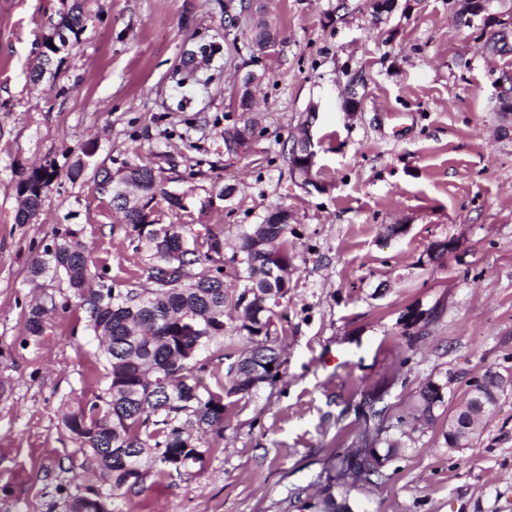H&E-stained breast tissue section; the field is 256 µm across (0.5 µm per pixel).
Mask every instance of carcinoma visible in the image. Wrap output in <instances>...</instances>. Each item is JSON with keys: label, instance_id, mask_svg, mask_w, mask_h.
<instances>
[{"label": "carcinoma", "instance_id": "cac0c4a2", "mask_svg": "<svg viewBox=\"0 0 512 512\" xmlns=\"http://www.w3.org/2000/svg\"><path fill=\"white\" fill-rule=\"evenodd\" d=\"M87 22L83 0H72L52 35L44 38L41 56L47 71L33 72V82L56 77V56L70 38L87 29ZM59 176L52 164L20 176L15 185L21 198L18 223H37L43 196ZM100 176L97 190L109 204L115 201L114 186L131 192V204L122 208L123 224L136 242L135 250L147 253L149 263L130 274L125 288L103 279L90 288L86 246L76 230L66 228L28 265L33 280L50 273L66 276L87 327L103 342L104 388L92 401L62 403L61 411L68 431L77 420H87L90 430L80 447L101 470L106 490L75 498L69 512H100L99 499L123 498L150 475L163 480L173 471L204 467L215 448L198 433L223 436L224 397L249 395L280 376L276 301L287 295L283 274L294 259L288 225L277 220L288 214L285 209L268 212L259 225L242 227L238 246L226 260L224 230L209 231L201 239L188 224H163L157 218L160 200L168 209L187 214L193 204L168 191L161 170L125 163ZM50 304L56 307L55 301ZM49 308L30 310L24 325L28 335L43 333ZM238 310L242 319L226 326L224 316ZM228 330L251 346L229 367L227 385L213 390L204 377L214 374L216 365L205 352L224 342ZM432 381L430 377L418 388L413 405L416 418L429 424L435 423L434 408L445 403ZM382 395L381 389L363 393L368 410L356 440L330 456L327 484L317 497L291 504L296 512H353L350 490L343 483L347 472L363 461L370 467L365 479L374 483L385 477L388 462L406 452L401 440L405 416L391 415L386 405H372Z\"/></svg>", "mask_w": 512, "mask_h": 512}]
</instances>
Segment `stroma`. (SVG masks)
I'll list each match as a JSON object with an SVG mask.
<instances>
[{
  "instance_id": "1",
  "label": "stroma",
  "mask_w": 512,
  "mask_h": 512,
  "mask_svg": "<svg viewBox=\"0 0 512 512\" xmlns=\"http://www.w3.org/2000/svg\"><path fill=\"white\" fill-rule=\"evenodd\" d=\"M70 0H0V512H67L100 489L97 468L61 423L60 405L104 386L98 342L64 275L29 262L55 231L80 233L92 276L124 284L147 262L99 194L93 172L59 178L34 224L16 221L26 170H66L81 150L113 170L174 167L173 190L232 187L188 222L223 230L288 209L295 255L279 311L281 375L231 396L203 471L146 478L121 512H285L316 496L323 463L359 430L363 391L387 386L407 413L428 377L447 379L446 413L485 370L512 376V118L496 110L512 51L492 54L494 23L466 22L460 0H84L90 18L54 82L36 83L41 42ZM277 47L256 53L259 19ZM256 92L258 142L224 150L241 124L242 80ZM313 182L283 147L310 103ZM453 248L439 255L435 243ZM58 306L42 335L33 305ZM420 310L409 343L402 318ZM384 480L351 493L367 512H512V387L471 443L448 450L440 425L415 432Z\"/></svg>"
}]
</instances>
